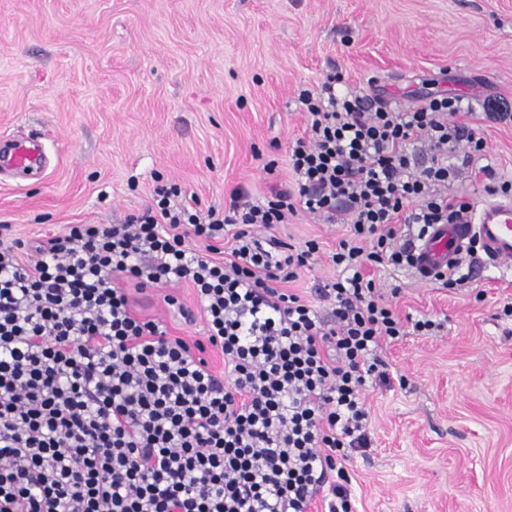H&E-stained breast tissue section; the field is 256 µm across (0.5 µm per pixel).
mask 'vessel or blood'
Here are the masks:
<instances>
[{"label": "vessel or blood", "instance_id": "1", "mask_svg": "<svg viewBox=\"0 0 512 512\" xmlns=\"http://www.w3.org/2000/svg\"><path fill=\"white\" fill-rule=\"evenodd\" d=\"M47 155L41 141L13 142L0 153V167L26 170L43 166ZM478 240L485 262L496 264L512 258V200L479 201L461 223L435 225L416 250V269L421 276L452 267L459 251Z\"/></svg>", "mask_w": 512, "mask_h": 512}]
</instances>
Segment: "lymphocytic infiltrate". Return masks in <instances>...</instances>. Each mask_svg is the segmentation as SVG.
<instances>
[{"label": "lymphocytic infiltrate", "instance_id": "f902f5d3", "mask_svg": "<svg viewBox=\"0 0 512 512\" xmlns=\"http://www.w3.org/2000/svg\"><path fill=\"white\" fill-rule=\"evenodd\" d=\"M342 82L301 91L294 182L264 201L237 187L204 210L169 184L120 224L26 240L0 224V512H310L322 496L353 512L365 385L389 383L381 349L405 328L366 269L413 266L433 225L470 210L440 191L485 149L456 115L512 113L459 94L391 107ZM301 211L350 227L325 314L288 289L320 251L275 233ZM125 280L190 285L205 340L137 316Z\"/></svg>", "mask_w": 512, "mask_h": 512}]
</instances>
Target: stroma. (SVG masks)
Segmentation results:
<instances>
[{"label":"stroma","instance_id":"obj_1","mask_svg":"<svg viewBox=\"0 0 512 512\" xmlns=\"http://www.w3.org/2000/svg\"><path fill=\"white\" fill-rule=\"evenodd\" d=\"M334 70L391 103L445 91L512 103V0H0V137L49 149L41 175L0 173V222L21 238L115 224L170 181L204 209L238 186L264 198L293 182L300 90ZM470 125L484 163L512 181V124ZM346 230L304 212L278 225L322 249L292 292L311 301L336 278L327 253ZM370 274L399 288L400 316L441 327L382 348L405 382L366 387L372 443L347 465L354 512H512V268L474 265L450 289L410 269ZM127 289L169 335L204 336L189 285L172 286L175 307L162 289Z\"/></svg>","mask_w":512,"mask_h":512}]
</instances>
